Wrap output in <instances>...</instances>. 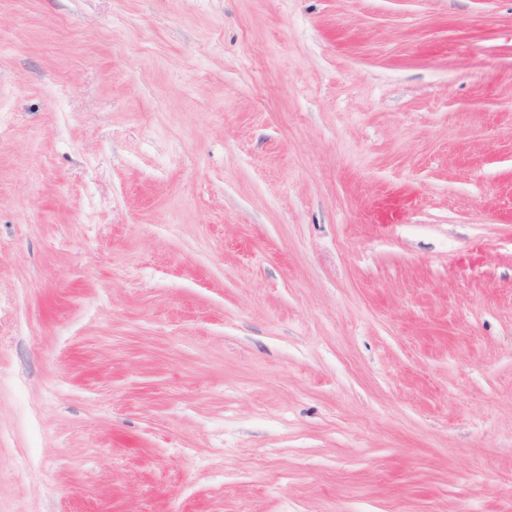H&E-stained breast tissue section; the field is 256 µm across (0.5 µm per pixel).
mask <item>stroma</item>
Segmentation results:
<instances>
[{"label": "stroma", "mask_w": 512, "mask_h": 512, "mask_svg": "<svg viewBox=\"0 0 512 512\" xmlns=\"http://www.w3.org/2000/svg\"><path fill=\"white\" fill-rule=\"evenodd\" d=\"M0 512H512V0H0Z\"/></svg>", "instance_id": "obj_1"}]
</instances>
